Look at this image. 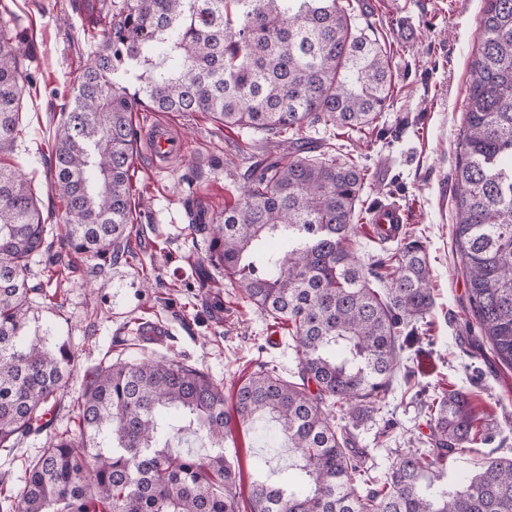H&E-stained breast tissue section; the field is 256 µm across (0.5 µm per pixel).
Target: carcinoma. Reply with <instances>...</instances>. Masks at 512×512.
Listing matches in <instances>:
<instances>
[{
  "mask_svg": "<svg viewBox=\"0 0 512 512\" xmlns=\"http://www.w3.org/2000/svg\"><path fill=\"white\" fill-rule=\"evenodd\" d=\"M472 66L467 129L456 171L455 241L468 301L494 362L512 368V0H485ZM104 42L74 89L54 142L52 174L65 203L52 266L72 253L136 258L129 171L134 112H206L226 127L277 138L254 161L241 201L214 224L207 261L266 317L291 322L300 382L259 367L235 392L187 361L118 359L92 369L77 397L79 433L61 435L26 469L20 512H240L239 473L224 436L267 415L299 482L252 481L250 512H512V458L484 457L463 486L448 457L475 451L469 395L425 403V447L370 474L345 425L392 393L401 354L434 314L424 246L404 239L380 274L348 243L366 173L316 153L303 128L372 125L392 86L371 24L343 0H112ZM24 41L0 27V452L28 437L73 363L68 344L31 334V264L48 250L31 182L5 157L22 109ZM389 277L382 299L372 281ZM191 432L203 454L172 451Z\"/></svg>",
  "mask_w": 512,
  "mask_h": 512,
  "instance_id": "cac0c4a2",
  "label": "carcinoma"
}]
</instances>
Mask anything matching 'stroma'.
<instances>
[{
    "mask_svg": "<svg viewBox=\"0 0 512 512\" xmlns=\"http://www.w3.org/2000/svg\"><path fill=\"white\" fill-rule=\"evenodd\" d=\"M359 18L370 21L392 66L385 110L373 125L342 134L332 125L307 128L306 136L330 148L338 162H356L367 179L351 247L371 263L380 246L365 217L379 202L408 213L403 230L425 246L436 301L432 327L405 350L412 382L396 378L394 391L370 417L354 426L356 446L373 475L386 471L397 452L418 447L429 433L425 401L439 387L481 382L472 398L479 425L512 429V370L489 366L478 350L480 331L470 311L466 278L456 251L455 169L464 133L463 101L470 64L482 36L483 0H352ZM13 33L29 41L22 61V119L10 164L31 179L43 215L59 224L64 204L50 172L56 131L74 88L101 48L89 33L75 0H0ZM138 131L169 125L187 150L165 164L138 143L131 168L134 261L100 263L77 258L60 282L48 279L40 257L31 281L43 285L29 313L39 335L67 341L75 354L65 390L42 431L0 455V506L19 512L28 462L56 435L76 433V398L87 368L143 354L186 360L224 385V404L260 365L297 381L298 353L287 323L273 322L207 260L208 243L190 229L189 205L215 220L241 197L242 174L251 157L266 149L264 136L227 128L206 113L147 112L133 116ZM56 301H49V294ZM164 329L162 338L143 336L141 325ZM396 429L377 442L387 422ZM224 454L250 480L260 461L282 467L284 449L270 447L262 425H233Z\"/></svg>",
    "mask_w": 512,
    "mask_h": 512,
    "instance_id": "stroma-1",
    "label": "stroma"
}]
</instances>
